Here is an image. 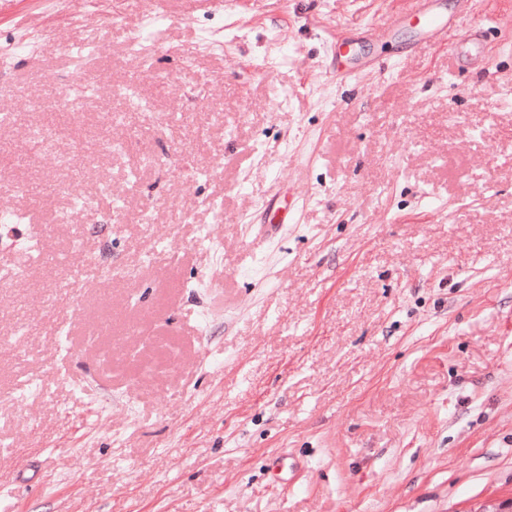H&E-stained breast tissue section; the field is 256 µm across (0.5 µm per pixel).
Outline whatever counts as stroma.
Segmentation results:
<instances>
[{
	"label": "stroma",
	"instance_id": "1",
	"mask_svg": "<svg viewBox=\"0 0 512 512\" xmlns=\"http://www.w3.org/2000/svg\"><path fill=\"white\" fill-rule=\"evenodd\" d=\"M443 6L488 70L408 0H0V512L512 496V0ZM415 3L411 12L417 16L427 36L426 45L447 44L454 49L458 39L448 42L453 37L450 20L446 19L431 4L433 0H412Z\"/></svg>",
	"mask_w": 512,
	"mask_h": 512
}]
</instances>
